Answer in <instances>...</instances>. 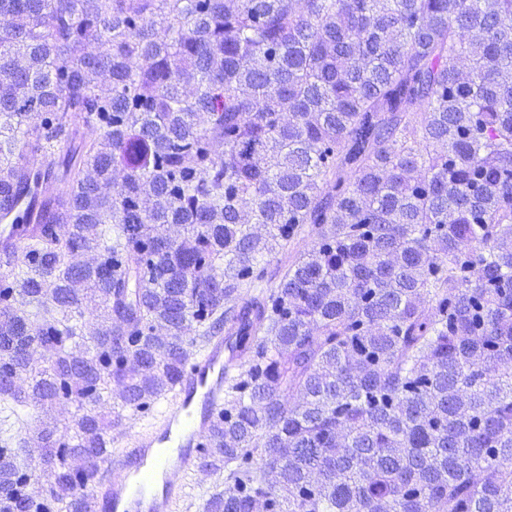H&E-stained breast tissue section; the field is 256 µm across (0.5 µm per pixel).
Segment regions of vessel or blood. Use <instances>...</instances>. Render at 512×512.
I'll return each mask as SVG.
<instances>
[{"mask_svg": "<svg viewBox=\"0 0 512 512\" xmlns=\"http://www.w3.org/2000/svg\"><path fill=\"white\" fill-rule=\"evenodd\" d=\"M21 226H0V262L23 241ZM224 339L215 337L180 378L166 413L139 431L116 458L118 474H105L96 512H174L184 476L194 467L213 419L224 409Z\"/></svg>", "mask_w": 512, "mask_h": 512, "instance_id": "vessel-or-blood-1", "label": "vessel or blood"}]
</instances>
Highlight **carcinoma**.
Here are the masks:
<instances>
[{
  "mask_svg": "<svg viewBox=\"0 0 512 512\" xmlns=\"http://www.w3.org/2000/svg\"><path fill=\"white\" fill-rule=\"evenodd\" d=\"M2 220L0 512L221 333L204 512H512V0H0ZM11 227V229L14 231V237H6V234L8 233V229ZM23 224L20 226L15 224H2L0 226V262L6 263L7 261L11 260L14 256L12 253V250L14 249L15 245H19L21 241L24 240L23 235ZM1 241L2 247H1Z\"/></svg>",
  "mask_w": 512,
  "mask_h": 512,
  "instance_id": "carcinoma-1",
  "label": "carcinoma"
}]
</instances>
